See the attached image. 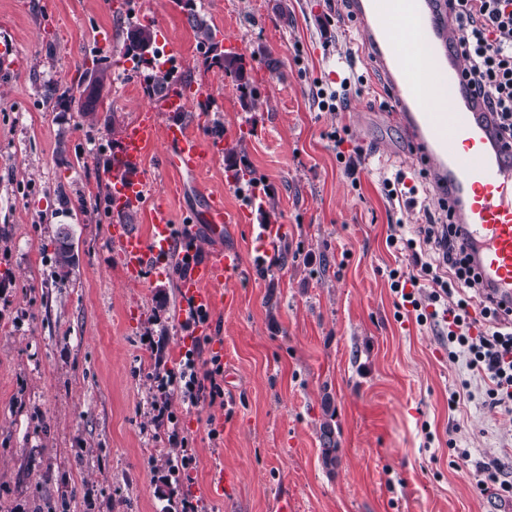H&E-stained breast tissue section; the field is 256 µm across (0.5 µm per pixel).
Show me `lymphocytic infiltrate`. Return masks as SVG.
<instances>
[{"instance_id":"lymphocytic-infiltrate-1","label":"lymphocytic infiltrate","mask_w":512,"mask_h":512,"mask_svg":"<svg viewBox=\"0 0 512 512\" xmlns=\"http://www.w3.org/2000/svg\"><path fill=\"white\" fill-rule=\"evenodd\" d=\"M456 18V40L467 61L469 83L485 96L497 116L500 135L512 141V0H450ZM389 203L418 208L424 221L411 234L403 222L390 225L386 245L409 252V269L388 271L396 308H411L418 325L440 329L448 338V356H465L469 369L486 386L489 405L512 412V316L484 299L455 245L448 224L439 222L418 200V185L405 173L384 179ZM224 366L219 355L201 359L187 351L177 367L156 377L164 394H179L184 405L199 407L223 398Z\"/></svg>"}]
</instances>
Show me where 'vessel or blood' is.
<instances>
[{
  "label": "vessel or blood",
  "mask_w": 512,
  "mask_h": 512,
  "mask_svg": "<svg viewBox=\"0 0 512 512\" xmlns=\"http://www.w3.org/2000/svg\"><path fill=\"white\" fill-rule=\"evenodd\" d=\"M348 10L370 64L387 85V118L434 187L469 266L494 301L512 305V143L500 138L482 93L464 76L447 0H348ZM431 88L447 90V111H434L424 99ZM190 110L189 95L176 77L167 97L152 100L124 129L112 156L118 208L146 205L151 185L142 170L154 148H162L163 164L179 175H195L223 157L222 142L192 132ZM250 209L247 201L230 209L213 197L181 226L169 211L155 210L150 237L125 227L114 233L112 245L133 280L183 259L181 317L212 313L223 302L219 286L239 281L243 266L237 251L218 246L196 259L197 231L205 229L218 242L225 225L249 223Z\"/></svg>",
  "instance_id": "1"
}]
</instances>
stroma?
I'll use <instances>...</instances> for the list:
<instances>
[{
    "label": "stroma",
    "mask_w": 512,
    "mask_h": 512,
    "mask_svg": "<svg viewBox=\"0 0 512 512\" xmlns=\"http://www.w3.org/2000/svg\"><path fill=\"white\" fill-rule=\"evenodd\" d=\"M232 37L251 69L257 105H241L235 79L198 43L181 0H0V40L17 47L0 77V512H512L476 466L512 473V413L488 405L446 337L397 319L388 251L390 210L380 179L410 170L404 138L370 101L381 76L358 53L343 0H194ZM151 26L157 48L181 59V77L243 149L185 179L150 152L152 194L133 224L150 231L155 207L196 213L207 195L227 207L229 180L266 182L250 224L278 225L282 264L252 267L250 224L224 227L221 247L248 269L212 317L224 352L228 408H187L168 397L173 423L157 426L154 377L181 360L179 271L130 281L109 243L110 151L147 103L125 55L129 24ZM110 34L112 48L98 47ZM109 66L97 112L70 105L95 60ZM361 81L340 112L319 109L320 86ZM348 129L364 160L352 186L327 137ZM76 264L50 278L58 233ZM470 380L462 390V380ZM460 401L449 407L448 396ZM224 420L211 436L212 418ZM330 425L338 463H322ZM188 439L193 468L171 471V431ZM234 471L233 491L209 490L213 467Z\"/></svg>",
    "instance_id": "stroma-1"
}]
</instances>
